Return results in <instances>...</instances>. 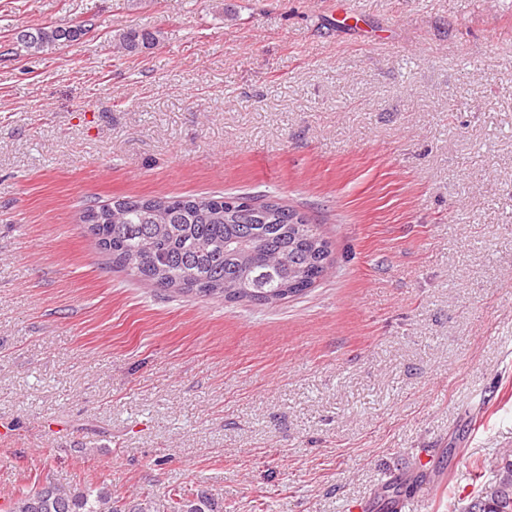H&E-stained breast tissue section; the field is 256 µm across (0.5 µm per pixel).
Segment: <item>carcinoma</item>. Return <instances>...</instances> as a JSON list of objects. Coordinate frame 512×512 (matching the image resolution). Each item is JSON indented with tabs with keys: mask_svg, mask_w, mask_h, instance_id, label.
<instances>
[{
	"mask_svg": "<svg viewBox=\"0 0 512 512\" xmlns=\"http://www.w3.org/2000/svg\"><path fill=\"white\" fill-rule=\"evenodd\" d=\"M87 24L27 28L17 40L29 52L79 39ZM114 40L129 53L157 44L153 32L127 30ZM79 220L99 241L112 263L164 291L261 305L301 295L321 279L320 261L330 244L317 225L278 202L236 195L117 197L82 209ZM152 242L150 263L133 267L128 256ZM288 264L275 265L277 257ZM492 477L481 483L461 512H512V450L490 464ZM6 512H126L112 492L91 484L64 486L51 481L8 501ZM166 512H214L211 499L169 497Z\"/></svg>",
	"mask_w": 512,
	"mask_h": 512,
	"instance_id": "obj_1",
	"label": "carcinoma"
}]
</instances>
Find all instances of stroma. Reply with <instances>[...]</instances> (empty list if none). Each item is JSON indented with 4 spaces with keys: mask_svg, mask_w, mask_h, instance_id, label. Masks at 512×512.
<instances>
[{
    "mask_svg": "<svg viewBox=\"0 0 512 512\" xmlns=\"http://www.w3.org/2000/svg\"><path fill=\"white\" fill-rule=\"evenodd\" d=\"M347 4L358 27L337 0H0V503L50 479L459 512L512 448V0ZM128 29L160 42L116 52ZM217 192L307 216L331 273L179 296L79 222ZM91 30L86 23L51 25L27 28L18 32L17 40L29 52H39L48 45L61 44L79 39Z\"/></svg>",
    "mask_w": 512,
    "mask_h": 512,
    "instance_id": "35a3bbf8",
    "label": "stroma"
}]
</instances>
